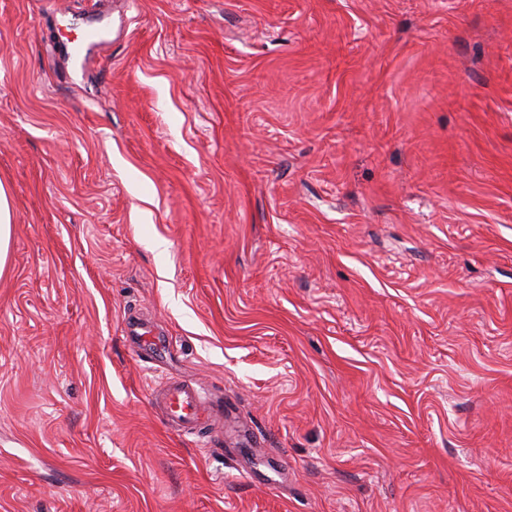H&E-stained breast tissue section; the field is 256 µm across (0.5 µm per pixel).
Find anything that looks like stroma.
Returning a JSON list of instances; mask_svg holds the SVG:
<instances>
[{
    "label": "stroma",
    "mask_w": 512,
    "mask_h": 512,
    "mask_svg": "<svg viewBox=\"0 0 512 512\" xmlns=\"http://www.w3.org/2000/svg\"><path fill=\"white\" fill-rule=\"evenodd\" d=\"M0 181V512H512V0H0ZM13 228V211L8 187L0 181V273L10 254ZM125 334L131 337L135 348L141 355L157 349L163 343L161 338L152 333L149 326L136 315H128ZM154 404L165 425L180 435L203 436L224 416V403L214 405L197 386L186 380H169L157 390Z\"/></svg>",
    "instance_id": "obj_1"
}]
</instances>
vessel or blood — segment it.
<instances>
[{"label":"vessel or blood","instance_id":"obj_1","mask_svg":"<svg viewBox=\"0 0 512 512\" xmlns=\"http://www.w3.org/2000/svg\"><path fill=\"white\" fill-rule=\"evenodd\" d=\"M126 334L139 353L145 354L161 345V338L152 333L138 316L126 319ZM165 425L180 435L203 436L214 426L223 406L213 404L197 386L186 380H170L158 389L154 399Z\"/></svg>","mask_w":512,"mask_h":512}]
</instances>
